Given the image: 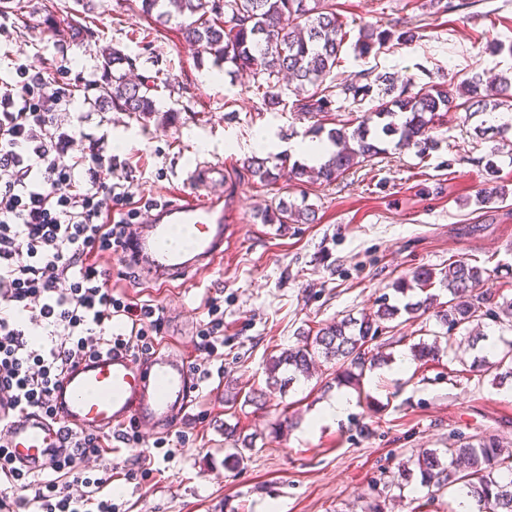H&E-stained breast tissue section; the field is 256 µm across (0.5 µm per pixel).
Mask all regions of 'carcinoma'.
Returning a JSON list of instances; mask_svg holds the SVG:
<instances>
[{"label":"carcinoma","instance_id":"1","mask_svg":"<svg viewBox=\"0 0 512 512\" xmlns=\"http://www.w3.org/2000/svg\"><path fill=\"white\" fill-rule=\"evenodd\" d=\"M141 12L157 26L166 27L177 20L182 38L197 46L198 54L212 58L215 66L229 71L250 72L256 79L270 83L271 78L284 74L294 85L301 111L316 117L332 112V95H305L307 87L318 86L332 73L348 34L346 23L325 0H141ZM415 39L412 29L396 27L380 29L363 24L355 43L359 54L369 52L374 45L395 41L409 43ZM384 85L386 94L395 92L393 76L360 71L342 87V94L355 101L369 96L374 84ZM484 78L474 74L463 85L467 108L478 112L500 106L481 94ZM99 92L112 96V103L134 115L157 111L150 80L131 81L120 72L112 74V82L99 86ZM455 107V98L444 85L434 83L413 93L404 85L398 95L354 118L357 126L347 131L346 125L328 130L327 139L333 150L326 160L305 166L294 163L288 167V178L301 181L307 177L324 184L378 155L382 136H399L402 148L426 149L432 142L440 113ZM243 168L262 182L272 183L277 174L267 160L247 157ZM491 186L483 196L489 200L506 197V189L498 183V169L485 164ZM299 215L302 222L315 221V210L305 204L292 207L283 204L275 215L280 224ZM486 270L471 265L465 259L448 264V270L418 267L409 276L395 283V291L408 298L403 305L383 304L376 319L347 316L318 329L315 334L300 335L296 345L281 352L270 366V384L286 385L299 375H309L310 366L320 358L334 365L336 383L361 389L366 371L387 362L391 356L379 351L384 345L396 343L395 337L381 338L386 326L400 313L415 320H435L445 331H431L428 339L410 345L414 360L422 365L437 360L452 350L456 337L451 331H467L469 326L491 318L512 329V299L483 290ZM448 291V300L431 292L435 286ZM501 351L477 356L474 368L493 372L499 382L512 381V340H502ZM287 376L280 378L276 371ZM231 445L228 458L240 463L246 453L254 451L252 443L234 430L226 432ZM415 469H405L399 477L416 478L426 490V499L433 501L448 489L467 493L475 501L478 512H512V450L506 452L500 441L483 437L478 443L462 442L445 448H418L413 453Z\"/></svg>","mask_w":512,"mask_h":512}]
</instances>
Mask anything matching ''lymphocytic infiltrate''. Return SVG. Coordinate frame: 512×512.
<instances>
[{"label": "lymphocytic infiltrate", "instance_id": "obj_1", "mask_svg": "<svg viewBox=\"0 0 512 512\" xmlns=\"http://www.w3.org/2000/svg\"><path fill=\"white\" fill-rule=\"evenodd\" d=\"M71 97L68 83L24 64L0 83V394L18 412L50 417L52 389L69 365L112 351L150 355L163 316L161 305L114 294L112 273L98 261L128 237L115 207L134 194L113 183L103 140L72 154ZM204 308L191 364L203 380L224 346L218 299L207 297ZM8 424L0 418V504L15 512H113L104 489L116 477L136 479L152 462L139 452L137 424L115 434L137 457L98 471L85 459L110 455L113 442L68 430V454L52 459L44 477L15 464Z\"/></svg>", "mask_w": 512, "mask_h": 512}]
</instances>
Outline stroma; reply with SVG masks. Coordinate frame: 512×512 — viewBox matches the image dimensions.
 <instances>
[{
	"label": "stroma",
	"mask_w": 512,
	"mask_h": 512,
	"mask_svg": "<svg viewBox=\"0 0 512 512\" xmlns=\"http://www.w3.org/2000/svg\"><path fill=\"white\" fill-rule=\"evenodd\" d=\"M348 24L340 59L328 79L340 119L372 106L353 102L341 86L357 72L391 73L396 85L418 91L429 82L458 92L476 72L512 70V0H474L462 11L442 0H329ZM140 0H79L80 22L63 21L50 0H11L12 40H0V78L10 79L9 56L28 67L53 69L61 58L99 71L109 48L133 58L129 78L152 77L161 109L136 116L118 108L86 110L84 133L107 138L116 166L113 180L130 187L142 205L173 200L187 171L223 164V193L231 225L223 255L188 280L166 287L146 281L121 252L104 253L117 292L164 308L160 329L169 351L191 356L206 297L224 312V371L201 382L191 416L180 423L189 448L172 460L155 457V473L112 485L119 512H361L381 474L396 471L418 448H441L460 439L496 436L512 448V395L492 374L477 373L468 342L439 362L413 365L403 376L390 366L368 372L363 394L335 425L310 426L317 407L334 395L331 366L319 363L310 378L290 388L268 384L271 359L295 344L300 331L345 316L375 315L380 297L419 266L444 269L466 259L487 269L486 288L512 298V194L487 206L476 203L493 157L512 184V131L505 138L477 135L482 115L465 107L439 120L425 153L386 138L384 153L339 181L280 177L262 183L243 170L248 143L270 131L272 154L284 143L311 137L313 118L301 111L286 82H272L280 102L267 108L250 75L205 81L211 59L199 56L175 26L156 29L142 17ZM412 28L417 39L359 55L360 22ZM307 203L313 224H268L280 202ZM258 395L260 403L249 400ZM292 430L273 435L278 418ZM236 427L257 452L244 465L224 461V428Z\"/></svg>",
	"instance_id": "obj_1"
}]
</instances>
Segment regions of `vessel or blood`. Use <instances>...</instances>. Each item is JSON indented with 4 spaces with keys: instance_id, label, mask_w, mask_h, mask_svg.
I'll list each match as a JSON object with an SVG mask.
<instances>
[{
    "instance_id": "1",
    "label": "vessel or blood",
    "mask_w": 512,
    "mask_h": 512,
    "mask_svg": "<svg viewBox=\"0 0 512 512\" xmlns=\"http://www.w3.org/2000/svg\"><path fill=\"white\" fill-rule=\"evenodd\" d=\"M224 179L223 165L196 169L177 201L135 225L123 248L126 261L147 277L166 282L210 265L229 233L224 199L204 194ZM194 384L186 358L155 352L135 358L123 352L84 359L69 366L52 391L56 418L16 413L0 395V417L10 420L9 448L18 465L42 469L62 451L63 431L112 434L130 423L149 436L187 415Z\"/></svg>"
}]
</instances>
